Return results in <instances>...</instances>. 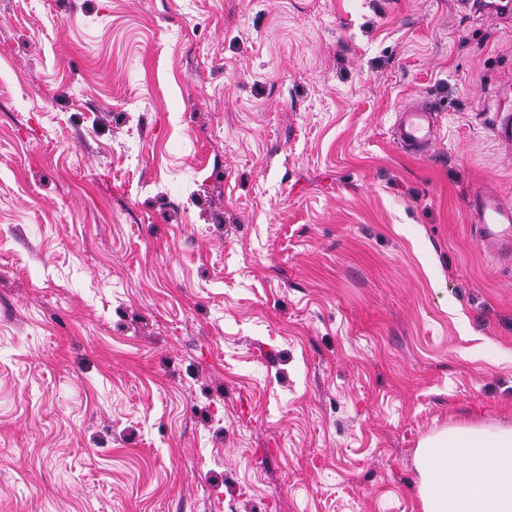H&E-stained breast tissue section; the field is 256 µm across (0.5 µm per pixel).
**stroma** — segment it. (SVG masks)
<instances>
[{"mask_svg":"<svg viewBox=\"0 0 512 512\" xmlns=\"http://www.w3.org/2000/svg\"><path fill=\"white\" fill-rule=\"evenodd\" d=\"M511 113L512 0H0V512H421L512 425ZM401 112L395 123L399 142L413 149L427 148L431 143L435 108L428 103H422ZM470 209L480 224V240L487 246H496L507 256L511 253L512 208L505 206L495 195L482 194L470 201ZM509 224L507 232L500 226Z\"/></svg>","mask_w":512,"mask_h":512,"instance_id":"35a3bbf8","label":"stroma"}]
</instances>
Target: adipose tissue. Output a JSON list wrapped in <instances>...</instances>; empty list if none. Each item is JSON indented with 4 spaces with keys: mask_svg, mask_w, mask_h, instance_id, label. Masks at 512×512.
<instances>
[{
    "mask_svg": "<svg viewBox=\"0 0 512 512\" xmlns=\"http://www.w3.org/2000/svg\"><path fill=\"white\" fill-rule=\"evenodd\" d=\"M422 512H512V427L455 424L419 449Z\"/></svg>",
    "mask_w": 512,
    "mask_h": 512,
    "instance_id": "adipose-tissue-1",
    "label": "adipose tissue"
}]
</instances>
